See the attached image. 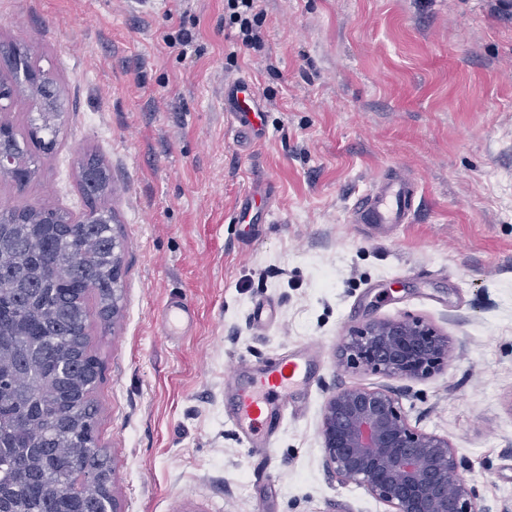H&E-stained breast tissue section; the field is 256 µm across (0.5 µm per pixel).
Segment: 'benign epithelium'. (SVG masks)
Here are the masks:
<instances>
[{
    "label": "benign epithelium",
    "instance_id": "benign-epithelium-1",
    "mask_svg": "<svg viewBox=\"0 0 512 512\" xmlns=\"http://www.w3.org/2000/svg\"><path fill=\"white\" fill-rule=\"evenodd\" d=\"M43 79L37 70L18 71L12 92L28 93L57 119L58 105L38 94ZM448 348V336L420 319L374 321L350 332L341 365L416 380L447 363ZM401 398L402 390L387 385H339L331 392L320 427L328 472L360 485L388 512H484L449 439L412 423Z\"/></svg>",
    "mask_w": 512,
    "mask_h": 512
}]
</instances>
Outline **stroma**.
<instances>
[{
	"mask_svg": "<svg viewBox=\"0 0 512 512\" xmlns=\"http://www.w3.org/2000/svg\"><path fill=\"white\" fill-rule=\"evenodd\" d=\"M254 51L224 0H0V43L21 42L59 84L58 144L0 208L84 212L77 158L112 173L100 204L122 244L123 316L87 301L97 434L122 512H386L324 468L336 385L386 377L339 364L349 331L410 315L447 334L448 363L403 382L402 405L450 439L486 512H512V9L498 0H259ZM194 35L171 46L179 29ZM253 81L266 135L244 141L218 105ZM417 184L413 223L387 235L348 212L374 177ZM269 185L271 223L233 224ZM191 322L165 335L161 310ZM260 303L268 322L250 318ZM318 348L305 404L267 451L226 419L240 359Z\"/></svg>",
	"mask_w": 512,
	"mask_h": 512,
	"instance_id": "stroma-1",
	"label": "stroma"
}]
</instances>
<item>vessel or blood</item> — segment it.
<instances>
[{
  "instance_id": "vessel-or-blood-1",
  "label": "vessel or blood",
  "mask_w": 512,
  "mask_h": 512,
  "mask_svg": "<svg viewBox=\"0 0 512 512\" xmlns=\"http://www.w3.org/2000/svg\"><path fill=\"white\" fill-rule=\"evenodd\" d=\"M227 115L236 125L238 135L259 139L261 103L255 86L245 79L225 83L221 98ZM417 186L403 170L375 179L349 211L353 224H376L398 228L410 223L415 213ZM230 219L235 223L263 224L267 215L254 211L250 195H242ZM183 302L167 303L162 312L167 335H178ZM314 359L308 351L286 354L258 365L247 361L235 363L230 376L238 384L236 407L230 422L252 448H266L289 404L303 400L313 381Z\"/></svg>"
}]
</instances>
